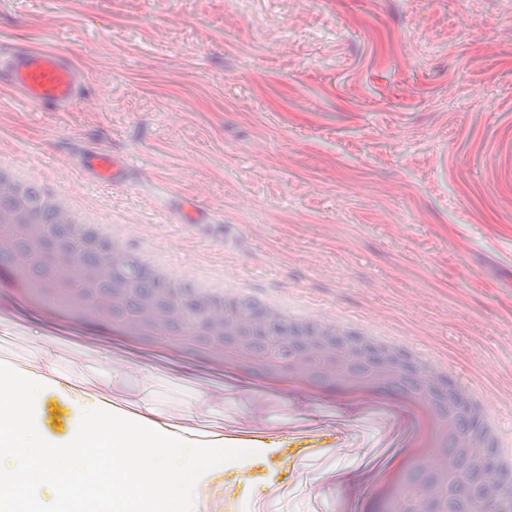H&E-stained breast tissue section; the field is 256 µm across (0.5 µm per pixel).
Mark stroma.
<instances>
[{
    "label": "stroma",
    "mask_w": 512,
    "mask_h": 512,
    "mask_svg": "<svg viewBox=\"0 0 512 512\" xmlns=\"http://www.w3.org/2000/svg\"><path fill=\"white\" fill-rule=\"evenodd\" d=\"M512 0H0V52H70L88 81L38 110L0 82V157L135 228L134 246L294 307L377 326L488 391L512 449ZM121 154L107 187L77 163ZM191 200L204 224H183ZM0 363L43 382L35 423L81 405L150 413L185 445L251 455L205 472L195 512H336L383 410L241 387L198 357L66 324L0 286Z\"/></svg>",
    "instance_id": "1"
}]
</instances>
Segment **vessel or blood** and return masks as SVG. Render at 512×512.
Listing matches in <instances>:
<instances>
[{"mask_svg": "<svg viewBox=\"0 0 512 512\" xmlns=\"http://www.w3.org/2000/svg\"><path fill=\"white\" fill-rule=\"evenodd\" d=\"M10 86L36 108L59 110L72 105L88 88L81 71L71 57L58 49L26 47L17 51L7 64ZM80 166L90 179L115 184L125 176L119 155L105 149H87Z\"/></svg>", "mask_w": 512, "mask_h": 512, "instance_id": "b4317fda", "label": "vessel or blood"}]
</instances>
